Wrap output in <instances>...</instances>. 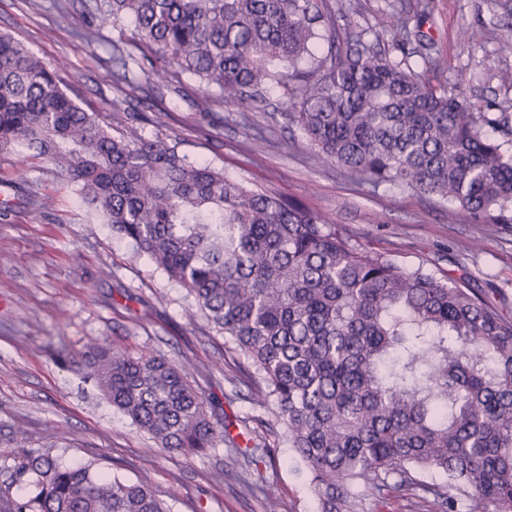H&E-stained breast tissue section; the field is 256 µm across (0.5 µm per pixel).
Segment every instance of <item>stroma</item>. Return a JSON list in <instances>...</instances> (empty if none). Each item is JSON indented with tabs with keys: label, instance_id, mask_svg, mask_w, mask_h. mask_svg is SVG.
I'll return each mask as SVG.
<instances>
[{
	"label": "stroma",
	"instance_id": "stroma-1",
	"mask_svg": "<svg viewBox=\"0 0 512 512\" xmlns=\"http://www.w3.org/2000/svg\"><path fill=\"white\" fill-rule=\"evenodd\" d=\"M390 0H327L344 25L354 22L388 39ZM88 0H0V33L22 40L83 108L127 134L177 144L192 161L223 169L243 183L296 199L326 216L353 243L402 266L468 282L473 292L512 315V224L449 220L446 202L392 184L373 186L344 176L307 147L284 114L290 94L273 86L262 103H225L186 76L152 85L130 63L134 86L116 88L112 44L120 33L99 29L94 41L75 34L91 20ZM493 0H433L426 27L444 62L442 78L463 79L481 112L512 113V54L497 37L471 40L465 28L493 29ZM208 98L207 111L194 100ZM146 113L129 121L127 113ZM0 479L22 452L52 453L67 464L88 461L128 481L147 482L172 512H317L308 472L280 448L276 460L249 465L217 444L186 457L157 447L78 372L71 359L93 340L131 354L157 353L194 370L193 381L216 397L231 433L254 418H271L243 382V355L229 337L206 335L192 297L128 241L84 209L73 189L41 159L0 154ZM260 473L276 507L242 484Z\"/></svg>",
	"mask_w": 512,
	"mask_h": 512
}]
</instances>
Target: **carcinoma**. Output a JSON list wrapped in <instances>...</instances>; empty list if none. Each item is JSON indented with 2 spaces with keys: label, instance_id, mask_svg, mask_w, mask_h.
Listing matches in <instances>:
<instances>
[{
  "label": "carcinoma",
  "instance_id": "carcinoma-1",
  "mask_svg": "<svg viewBox=\"0 0 512 512\" xmlns=\"http://www.w3.org/2000/svg\"><path fill=\"white\" fill-rule=\"evenodd\" d=\"M390 14L391 49L354 25L336 45L320 0H96L159 80L187 74L227 103L292 93L287 123L350 178L438 197L480 224L512 222V114L474 112L422 30ZM113 75L127 80L124 50ZM0 153L34 156L80 202L185 289L249 362L251 399L274 422L247 432L275 458L285 443L312 475L318 512H363L366 496L407 512H512V317L471 289L364 250L304 204L190 162L161 138L115 135L55 72L0 33ZM99 390L165 451L233 440L185 368L106 341L80 355ZM442 475L439 482L418 478ZM415 491L412 496L406 495ZM0 512H170L145 482L20 458Z\"/></svg>",
  "mask_w": 512,
  "mask_h": 512
}]
</instances>
